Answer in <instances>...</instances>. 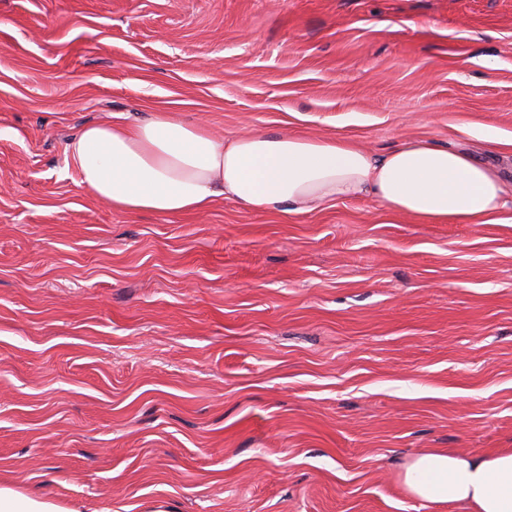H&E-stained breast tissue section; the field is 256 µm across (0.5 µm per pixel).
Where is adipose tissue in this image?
Instances as JSON below:
<instances>
[{
  "label": "adipose tissue",
  "mask_w": 512,
  "mask_h": 512,
  "mask_svg": "<svg viewBox=\"0 0 512 512\" xmlns=\"http://www.w3.org/2000/svg\"><path fill=\"white\" fill-rule=\"evenodd\" d=\"M68 151L82 184L131 215L198 213L224 199L286 216L371 199L428 224H494L512 211L496 169L421 140L377 156L346 140L294 132L219 139L160 106L133 124L85 126ZM401 484L437 507L463 502L472 512H512V451L485 458L422 452Z\"/></svg>",
  "instance_id": "adipose-tissue-1"
}]
</instances>
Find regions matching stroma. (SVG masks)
<instances>
[{"label": "stroma", "instance_id": "35a3bbf8", "mask_svg": "<svg viewBox=\"0 0 512 512\" xmlns=\"http://www.w3.org/2000/svg\"><path fill=\"white\" fill-rule=\"evenodd\" d=\"M159 105L512 186V0H0L1 482L67 512H437L413 455L512 450L511 220L113 211L67 144Z\"/></svg>", "mask_w": 512, "mask_h": 512}]
</instances>
